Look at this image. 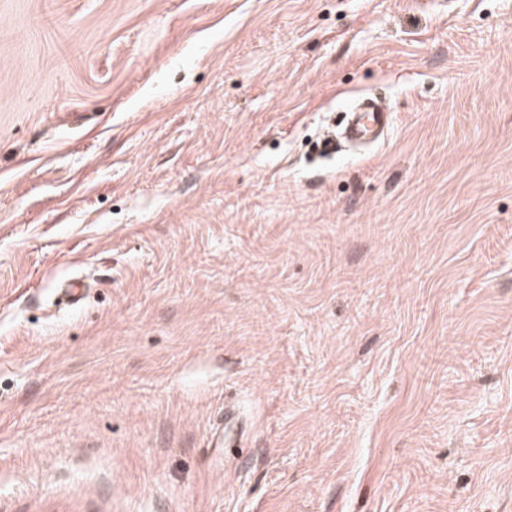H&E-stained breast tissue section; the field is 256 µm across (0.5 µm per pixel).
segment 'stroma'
<instances>
[{
    "instance_id": "obj_1",
    "label": "stroma",
    "mask_w": 512,
    "mask_h": 512,
    "mask_svg": "<svg viewBox=\"0 0 512 512\" xmlns=\"http://www.w3.org/2000/svg\"><path fill=\"white\" fill-rule=\"evenodd\" d=\"M0 512H512V0H0ZM390 124V112L371 100H363L351 111L348 139L359 143L376 141Z\"/></svg>"
}]
</instances>
